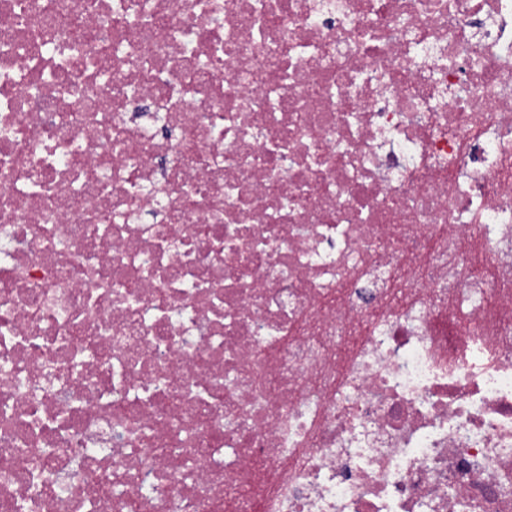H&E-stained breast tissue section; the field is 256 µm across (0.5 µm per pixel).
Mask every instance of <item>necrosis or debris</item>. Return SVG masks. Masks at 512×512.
<instances>
[{"label":"necrosis or debris","mask_w":512,"mask_h":512,"mask_svg":"<svg viewBox=\"0 0 512 512\" xmlns=\"http://www.w3.org/2000/svg\"><path fill=\"white\" fill-rule=\"evenodd\" d=\"M0 512H512V0H0Z\"/></svg>","instance_id":"obj_1"}]
</instances>
